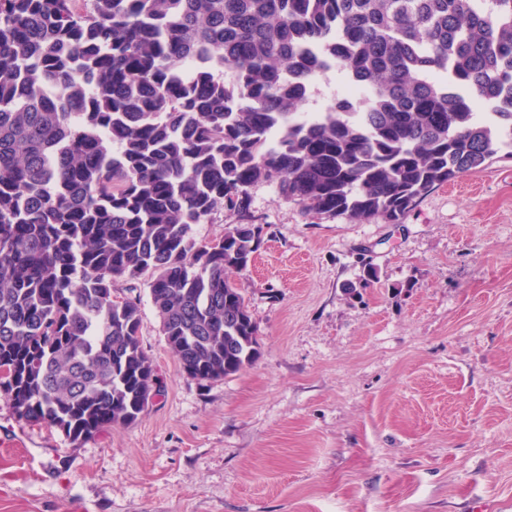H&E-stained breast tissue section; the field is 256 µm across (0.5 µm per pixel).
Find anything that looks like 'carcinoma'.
I'll return each mask as SVG.
<instances>
[{
  "label": "carcinoma",
  "mask_w": 512,
  "mask_h": 512,
  "mask_svg": "<svg viewBox=\"0 0 512 512\" xmlns=\"http://www.w3.org/2000/svg\"><path fill=\"white\" fill-rule=\"evenodd\" d=\"M332 70L367 98L299 120ZM504 147L512 0H0V393L73 443L135 422L156 369L121 278L187 377L231 376L260 354L229 273L262 228L199 246L194 225L260 182L397 224Z\"/></svg>",
  "instance_id": "carcinoma-1"
}]
</instances>
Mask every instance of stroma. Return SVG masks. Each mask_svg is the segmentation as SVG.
Masks as SVG:
<instances>
[{
	"label": "stroma",
	"instance_id": "1",
	"mask_svg": "<svg viewBox=\"0 0 512 512\" xmlns=\"http://www.w3.org/2000/svg\"><path fill=\"white\" fill-rule=\"evenodd\" d=\"M249 195L262 243L232 280L257 360L188 378L146 281H114L164 390L77 443L0 396V512H512V157L399 224ZM366 262L376 282L347 297Z\"/></svg>",
	"mask_w": 512,
	"mask_h": 512
}]
</instances>
